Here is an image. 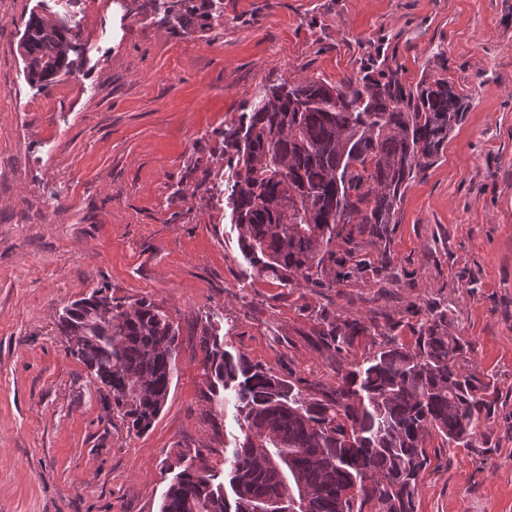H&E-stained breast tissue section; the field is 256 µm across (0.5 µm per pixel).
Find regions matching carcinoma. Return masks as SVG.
Wrapping results in <instances>:
<instances>
[{
  "label": "carcinoma",
  "mask_w": 512,
  "mask_h": 512,
  "mask_svg": "<svg viewBox=\"0 0 512 512\" xmlns=\"http://www.w3.org/2000/svg\"><path fill=\"white\" fill-rule=\"evenodd\" d=\"M26 75L43 87L69 68V29L32 16L21 43ZM467 108L448 78L408 90L392 72L269 82L254 93L240 127L224 133L234 168L224 205L241 253L257 275L294 287L314 283L336 261L353 258L355 239L383 238L404 193L448 144ZM433 309L415 347L392 325L327 322L321 333L340 351L357 336H380L363 361L336 372L334 385L284 379L224 349L213 336L202 360L206 399L234 397L242 436L224 450V477L185 467L159 512H253L282 497L276 512H412L424 435L450 448H476L493 400L461 372L472 347L447 331ZM67 354L96 380L112 412L139 436L164 407L176 371L177 328L156 303L112 304L101 290L63 308ZM278 460L271 470L265 452ZM359 494L343 497L346 485Z\"/></svg>",
  "instance_id": "1"
}]
</instances>
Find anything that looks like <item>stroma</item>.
I'll list each match as a JSON object with an SVG mask.
<instances>
[{
    "instance_id": "35a3bbf8",
    "label": "stroma",
    "mask_w": 512,
    "mask_h": 512,
    "mask_svg": "<svg viewBox=\"0 0 512 512\" xmlns=\"http://www.w3.org/2000/svg\"><path fill=\"white\" fill-rule=\"evenodd\" d=\"M224 28L151 0H0V512H159L177 464L224 469L233 405L204 401V340L325 386L362 360L323 316L389 320L406 346L430 309L495 394L480 448L426 439L413 512H512V0H223ZM65 19L68 73L30 83V16ZM445 71L470 106L383 238L300 288L252 273L217 188L225 128L277 79ZM146 298L180 329L177 372L129 434L56 325L92 289Z\"/></svg>"
}]
</instances>
